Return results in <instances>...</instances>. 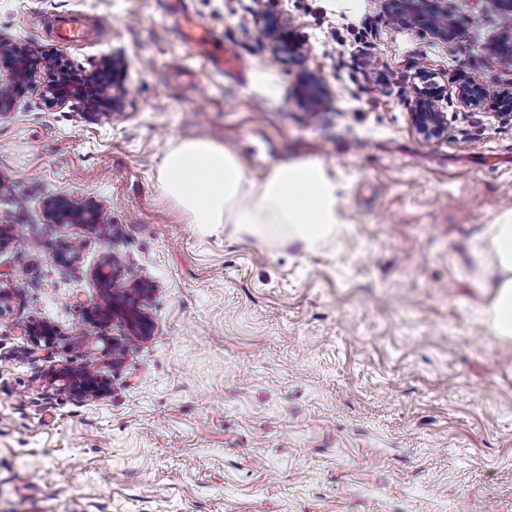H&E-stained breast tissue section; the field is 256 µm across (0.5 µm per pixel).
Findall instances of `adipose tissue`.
<instances>
[{
	"mask_svg": "<svg viewBox=\"0 0 512 512\" xmlns=\"http://www.w3.org/2000/svg\"><path fill=\"white\" fill-rule=\"evenodd\" d=\"M165 196L207 233L221 225L260 240L287 238L311 250L340 237L343 183L316 160L279 163L261 182L249 179L235 154L205 138L178 141L160 166ZM491 299L482 311L492 335L512 340V211L488 225Z\"/></svg>",
	"mask_w": 512,
	"mask_h": 512,
	"instance_id": "adipose-tissue-1",
	"label": "adipose tissue"
}]
</instances>
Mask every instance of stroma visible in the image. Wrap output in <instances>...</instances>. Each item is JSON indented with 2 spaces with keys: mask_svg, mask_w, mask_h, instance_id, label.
I'll use <instances>...</instances> for the list:
<instances>
[{
  "mask_svg": "<svg viewBox=\"0 0 512 512\" xmlns=\"http://www.w3.org/2000/svg\"><path fill=\"white\" fill-rule=\"evenodd\" d=\"M468 33L444 42L394 23L384 0H0V37L53 51L82 75L123 62L120 111L46 108L36 91L0 113V512H512V342L481 319L476 256L512 210V32L495 0H448ZM304 45L280 62L262 15ZM83 17L70 43L49 22ZM243 68H213L214 46ZM331 89L319 112L303 73ZM448 114L411 128L419 74ZM484 89L463 106L461 85ZM206 137L261 181L319 160L346 185V236L314 251L226 226L202 234L162 194L176 142ZM100 206L110 227L54 224L49 198ZM73 241L76 260L56 254ZM153 282L150 336L124 356L118 321L88 323L92 271ZM47 322L52 345L25 329ZM97 363L112 392L43 384ZM297 95L312 110H317L330 96V89L318 75L306 72L298 85Z\"/></svg>",
  "mask_w": 512,
  "mask_h": 512,
  "instance_id": "1",
  "label": "stroma"
}]
</instances>
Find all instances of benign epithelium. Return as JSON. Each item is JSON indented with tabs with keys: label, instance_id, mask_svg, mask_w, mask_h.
<instances>
[{
	"label": "benign epithelium",
	"instance_id": "obj_1",
	"mask_svg": "<svg viewBox=\"0 0 512 512\" xmlns=\"http://www.w3.org/2000/svg\"><path fill=\"white\" fill-rule=\"evenodd\" d=\"M390 17L398 22L416 26L429 31L435 37L445 41L459 39L456 25L446 22L448 10L429 8L428 0H385ZM263 30L268 38L279 45H289L290 54L296 58L303 56V46L287 43L288 19L278 13L266 12L262 16ZM0 56L11 62L9 93L0 95V112L5 111L14 96V90L22 86L37 87L32 49L26 44L6 42L0 38ZM122 62L115 57L104 58L96 70L83 78H77L63 71L56 81L39 90L44 104L62 106L68 102H78L83 111L91 114L112 113L121 109L124 89L118 82ZM297 95L311 109L320 108L330 96L325 81L312 72L303 74L297 88ZM460 102L470 108L484 105V91L476 85H464L458 90ZM410 124L414 132L423 140L430 141L444 137L448 132V113L442 111L439 99L433 91L424 89L418 92L409 112ZM103 211L86 203H75L67 198H53L46 204L47 218L57 224H99ZM153 286L141 279H130L118 294H110L107 304L93 303L86 309V320L97 323L114 315H119L133 331L128 341L122 344L112 343V351L124 349L130 343L150 335L152 320L146 312ZM27 336L36 343H52L54 330L46 323L29 326ZM46 383L56 391L77 398L96 399L112 392L110 383L104 378L97 366L91 364L80 368H60L46 376Z\"/></svg>",
	"mask_w": 512,
	"mask_h": 512
}]
</instances>
